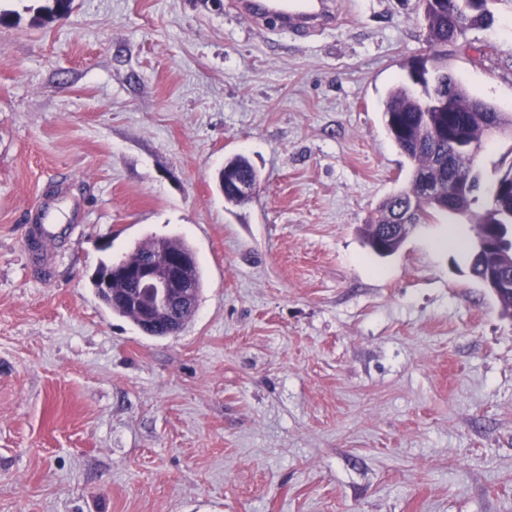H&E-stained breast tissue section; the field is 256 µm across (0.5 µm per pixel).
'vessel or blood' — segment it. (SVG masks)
Here are the masks:
<instances>
[{"instance_id":"b4317fda","label":"vessel or blood","mask_w":512,"mask_h":512,"mask_svg":"<svg viewBox=\"0 0 512 512\" xmlns=\"http://www.w3.org/2000/svg\"><path fill=\"white\" fill-rule=\"evenodd\" d=\"M233 6L258 28L276 19L303 34L334 24L336 16L335 0H234Z\"/></svg>"}]
</instances>
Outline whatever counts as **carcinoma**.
<instances>
[{
	"instance_id": "carcinoma-1",
	"label": "carcinoma",
	"mask_w": 512,
	"mask_h": 512,
	"mask_svg": "<svg viewBox=\"0 0 512 512\" xmlns=\"http://www.w3.org/2000/svg\"><path fill=\"white\" fill-rule=\"evenodd\" d=\"M53 6L45 9L43 18L58 20L69 15L73 0H52ZM423 21L427 41L432 44L447 45L460 42L457 18L468 13L469 27L488 28L494 21V14L488 9V0H443L437 8L431 0H422ZM440 98L451 97L454 112L426 111L424 99L431 95ZM383 114L388 135L412 164V178L408 188L389 196L378 208L374 224H394L399 209L415 208L419 222L423 223L445 210L436 207L428 198L419 193L417 180L425 176L443 188H448L458 180H470L475 188H481L479 172L474 160L448 159V140L435 139L429 129L448 125V119L469 127L476 147H484L482 131L484 117L491 115L498 121L512 125V115H504L489 103L469 94L465 86L452 75L444 74L436 86H427L422 95H417L404 83L394 85L387 93ZM479 198L464 202L456 216L467 218L475 225L476 238L492 241L495 225L512 222V197L492 200L480 209H475ZM194 254L192 247L181 238L150 237L139 243L125 257L137 263L144 259L160 256V253ZM498 272L512 279V235L505 234L500 244L474 245L470 256V274L481 284H486L488 276Z\"/></svg>"
}]
</instances>
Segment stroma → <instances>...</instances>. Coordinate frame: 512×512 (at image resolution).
I'll return each instance as SVG.
<instances>
[{
  "mask_svg": "<svg viewBox=\"0 0 512 512\" xmlns=\"http://www.w3.org/2000/svg\"><path fill=\"white\" fill-rule=\"evenodd\" d=\"M230 2L42 25L49 0H0V512H512V317L438 243L473 224L364 238L410 181L382 110L412 60L512 113V0L466 51L426 42L419 0H338L303 37ZM238 155L261 188L232 205ZM149 237L203 274L174 336L92 284Z\"/></svg>",
  "mask_w": 512,
  "mask_h": 512,
  "instance_id": "35a3bbf8",
  "label": "stroma"
}]
</instances>
